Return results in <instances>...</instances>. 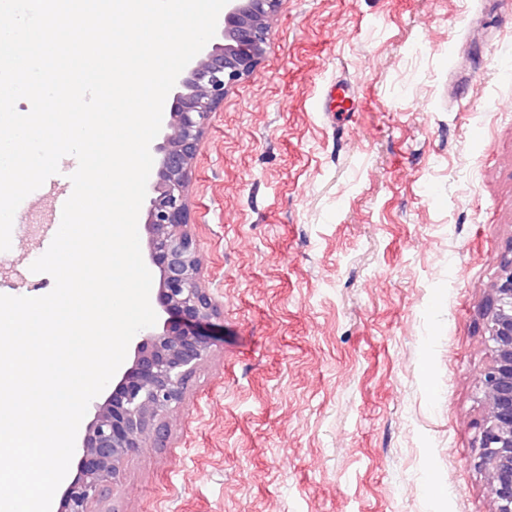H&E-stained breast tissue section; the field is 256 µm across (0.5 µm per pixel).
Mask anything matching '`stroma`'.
Listing matches in <instances>:
<instances>
[{
    "label": "stroma",
    "mask_w": 512,
    "mask_h": 512,
    "mask_svg": "<svg viewBox=\"0 0 512 512\" xmlns=\"http://www.w3.org/2000/svg\"><path fill=\"white\" fill-rule=\"evenodd\" d=\"M508 43L494 0H283L189 176L224 334L103 512H491L474 459L483 303L512 249ZM49 190L21 203L0 294L54 286L19 275Z\"/></svg>",
    "instance_id": "35a3bbf8"
}]
</instances>
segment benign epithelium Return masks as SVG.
I'll return each mask as SVG.
<instances>
[{"instance_id": "7a95c632", "label": "benign epithelium", "mask_w": 512, "mask_h": 512, "mask_svg": "<svg viewBox=\"0 0 512 512\" xmlns=\"http://www.w3.org/2000/svg\"><path fill=\"white\" fill-rule=\"evenodd\" d=\"M281 2L228 0L217 21L219 42L196 55L176 80L161 141L151 147L158 165L148 178L143 225L148 262L159 270L155 301L166 318L138 332L131 366L96 403L76 443L77 474L58 512H93L101 487L118 478L133 453L151 446L210 352L211 328L223 306L201 285L197 243L188 230V176L212 113L265 58ZM484 336L489 362L478 381L484 414L474 466L486 479L493 512H512V250L490 290Z\"/></svg>"}]
</instances>
